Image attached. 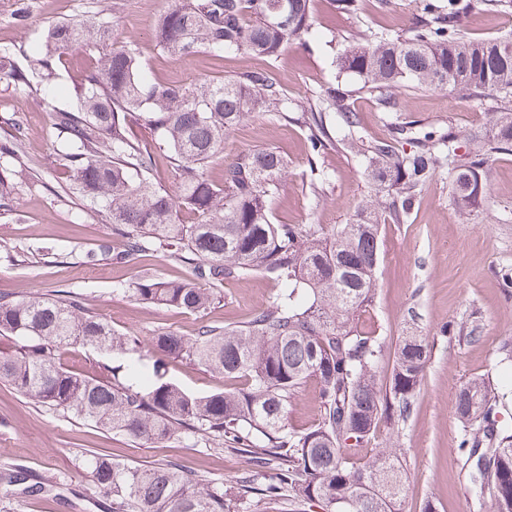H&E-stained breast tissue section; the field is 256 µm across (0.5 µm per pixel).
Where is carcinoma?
I'll use <instances>...</instances> for the list:
<instances>
[{
    "label": "carcinoma",
    "mask_w": 512,
    "mask_h": 512,
    "mask_svg": "<svg viewBox=\"0 0 512 512\" xmlns=\"http://www.w3.org/2000/svg\"><path fill=\"white\" fill-rule=\"evenodd\" d=\"M284 3L279 22L268 16ZM313 0H177L158 18V47L186 57L220 48L277 58L292 46L307 47ZM363 0H333L336 13L358 17ZM406 29L365 30L337 58L340 71L356 75V92L386 107L405 92L450 89L488 101L485 123L466 142L448 132L416 137L411 126L399 138L368 140L350 108L351 90L322 87L288 107L274 76L245 70L217 82H146L132 45L110 44L83 72L70 110L52 111L65 143L67 190L103 207L112 233L126 239L112 253L102 242L85 259L122 261L148 251L188 265L175 280L149 273L126 288L138 300L201 314L221 298L224 281L261 274L280 285L267 304L232 327L202 325L194 336L159 330L149 345L164 357L185 359L219 373L231 386L207 394L167 381L159 369L146 375L135 364H102L90 375L64 362L75 348L132 357L143 339L121 332L77 296L29 293L0 296V336L17 348L0 351V381L35 404L81 419L132 441L161 443L200 436L232 448L253 464L235 486L207 482L178 463L130 465L93 455L88 469L112 512H239L257 498L292 497L322 512H401L402 466L395 452L358 464L346 442L359 447L375 438L383 420L404 423L428 360L427 338L413 331L395 352L388 390L379 365L384 341L368 318L374 307L381 255V226L410 221L433 177L448 170L450 194L460 213H483L489 200L484 175L495 156L512 152V32L493 39L471 37L467 0H419ZM111 40L108 21H67L50 26L44 50L24 66L0 50V74L19 91L35 90L32 78L50 82L64 50ZM260 109L272 119L301 122L310 144L312 194L327 191L321 159L331 147L361 162L370 193L355 218L322 224H275L271 199L288 175V160L272 148L250 150L224 163L216 185L205 169L224 150V140ZM146 129L163 148L179 180V194L153 186L144 175L154 157L129 135ZM413 146L410 151L400 141ZM17 124L0 139V156L19 161ZM193 215L182 224L179 214ZM309 379L317 382L321 417L313 429L286 427L288 404ZM512 400V378L490 386L473 379L460 387L456 412L477 426L468 447L472 483L490 512H512V424L499 418ZM0 482L43 490L21 465L0 472Z\"/></svg>",
    "instance_id": "carcinoma-1"
}]
</instances>
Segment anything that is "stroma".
Returning a JSON list of instances; mask_svg holds the SVG:
<instances>
[{
  "mask_svg": "<svg viewBox=\"0 0 512 512\" xmlns=\"http://www.w3.org/2000/svg\"><path fill=\"white\" fill-rule=\"evenodd\" d=\"M174 0H33L25 25L13 23L14 0H0V47L10 48L17 62L35 54L56 22L108 18L112 40L136 45L144 74L155 81L203 82L248 69L275 74L285 98L296 102L313 90L334 83L354 86L356 79L339 73L335 57L364 29H405L414 12L412 0H390L378 9L365 0L361 16H337L330 0H315L310 47H290L279 58L246 53L218 55L203 48L188 57L163 52L154 36L155 20ZM85 46L69 50L65 67L37 94L19 92L0 83V130L22 122L26 139L23 163L1 164L14 181L16 193L0 206V294L29 291L55 295L60 291L81 297L115 329L148 337L160 329L193 335L200 321L220 326L247 320L278 290L275 282L253 275L226 282L219 303L200 318L177 309L160 308L134 300L120 291L121 283L150 272L167 279L184 275L185 267L163 255L141 257L123 265L85 262L86 252L103 238L114 249V236L104 217L89 219L86 204L66 195L67 175L59 164L64 144L52 125L50 107L67 108L75 102L80 70L90 57ZM362 132L370 139L389 136L402 123L419 133L440 135L452 131L465 136L481 129L484 103L458 98L445 90L402 95L396 111H385L375 100L352 96ZM271 147L288 160V178L272 200L275 220L281 224H345L369 192L357 159L332 149L324 157L330 177L327 197L314 202L309 194L310 147L301 127L270 120L261 112L240 125L224 142L222 159L205 170L207 179L221 183L224 163L237 154ZM490 210L464 219L448 192V175L439 173L423 193L409 223L387 224L382 230V258L377 270L374 320L384 341L380 379L389 382L395 350L407 322H415L426 336L430 353L424 378L410 418L401 425L383 421L374 440L357 448L364 460L387 448L398 449L404 468L403 512H489L487 501L475 495L468 477L463 439L473 429L463 427L456 413L457 392L466 381L482 378L500 382L502 348L512 344V285L500 272L512 268V155L488 162ZM478 319L482 333L471 341L458 327ZM167 379L198 394L224 389L222 376L185 361L164 364ZM320 418L318 385L305 383L291 399L285 423L305 432ZM108 454L133 465L178 461L193 467L203 479L231 482L250 467L246 456L206 446L198 437L139 445L105 432L71 414H60L22 396L0 382V469L27 467L42 478L44 489L27 494L24 487L0 484V512H105L102 498L82 469L87 451Z\"/></svg>",
  "mask_w": 512,
  "mask_h": 512,
  "instance_id": "stroma-1",
  "label": "stroma"
}]
</instances>
